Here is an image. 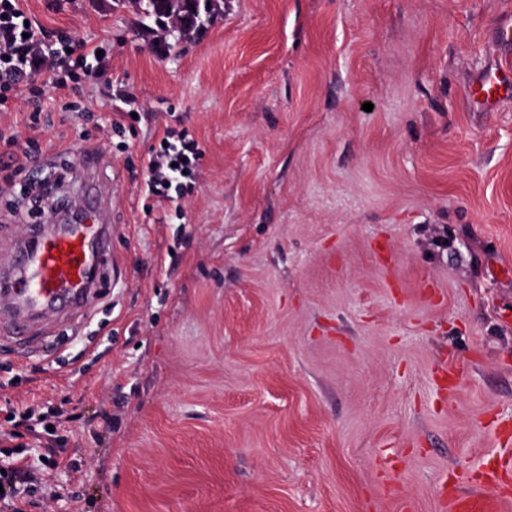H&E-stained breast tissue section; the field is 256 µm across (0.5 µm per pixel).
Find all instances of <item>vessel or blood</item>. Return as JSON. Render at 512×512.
I'll use <instances>...</instances> for the list:
<instances>
[{"mask_svg":"<svg viewBox=\"0 0 512 512\" xmlns=\"http://www.w3.org/2000/svg\"><path fill=\"white\" fill-rule=\"evenodd\" d=\"M511 91L512 74L493 71L469 95L489 106ZM79 191L85 199L82 223L61 231L41 228L35 242L18 244L7 268L0 270V323L10 324L17 335L28 334L46 320L88 309L97 299L89 262L105 261L112 252L105 217L108 194L88 168ZM511 475L512 463L495 458L461 475L462 480L483 484V492L459 494L443 486L439 493L448 501V512H498L501 502L512 497L507 493Z\"/></svg>","mask_w":512,"mask_h":512,"instance_id":"1","label":"vessel or blood"}]
</instances>
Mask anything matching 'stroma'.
<instances>
[{
	"label": "stroma",
	"mask_w": 512,
	"mask_h": 512,
	"mask_svg": "<svg viewBox=\"0 0 512 512\" xmlns=\"http://www.w3.org/2000/svg\"><path fill=\"white\" fill-rule=\"evenodd\" d=\"M20 6L107 74L38 130L0 112L37 141L0 180L73 193L101 157L120 262L90 311L0 327V422L29 425L0 465L68 463L30 512H446L445 476L512 459V97L466 96L512 0H224L175 54L130 0ZM178 136L193 175L144 211Z\"/></svg>",
	"instance_id": "stroma-1"
}]
</instances>
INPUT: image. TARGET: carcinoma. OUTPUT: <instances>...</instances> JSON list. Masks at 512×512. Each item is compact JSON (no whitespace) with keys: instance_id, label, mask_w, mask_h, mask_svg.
<instances>
[{"instance_id":"carcinoma-1","label":"carcinoma","mask_w":512,"mask_h":512,"mask_svg":"<svg viewBox=\"0 0 512 512\" xmlns=\"http://www.w3.org/2000/svg\"><path fill=\"white\" fill-rule=\"evenodd\" d=\"M137 2L139 9L161 25V31L166 38L164 47L171 50L200 30L198 25L184 26L183 17L193 13L199 19L202 17L209 19L214 16L218 0H137Z\"/></svg>"}]
</instances>
